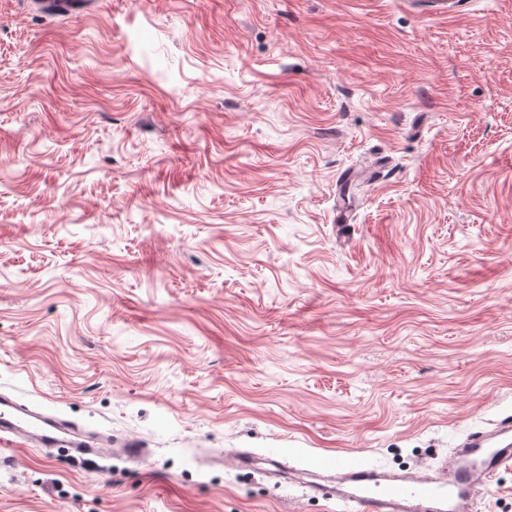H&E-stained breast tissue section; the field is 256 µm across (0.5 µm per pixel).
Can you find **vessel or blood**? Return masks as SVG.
I'll return each instance as SVG.
<instances>
[{"mask_svg":"<svg viewBox=\"0 0 512 512\" xmlns=\"http://www.w3.org/2000/svg\"><path fill=\"white\" fill-rule=\"evenodd\" d=\"M66 448L87 465L115 453L139 460L138 442L92 432L45 409L0 392V444ZM330 483L311 489L344 512H479L481 490L512 469V417L470 432L437 468L390 472L351 455L326 458Z\"/></svg>","mask_w":512,"mask_h":512,"instance_id":"obj_1","label":"vessel or blood"}]
</instances>
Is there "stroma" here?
<instances>
[{
  "mask_svg": "<svg viewBox=\"0 0 512 512\" xmlns=\"http://www.w3.org/2000/svg\"><path fill=\"white\" fill-rule=\"evenodd\" d=\"M0 390L151 451L0 512H342L512 415V0H0Z\"/></svg>",
  "mask_w": 512,
  "mask_h": 512,
  "instance_id": "stroma-1",
  "label": "stroma"
}]
</instances>
